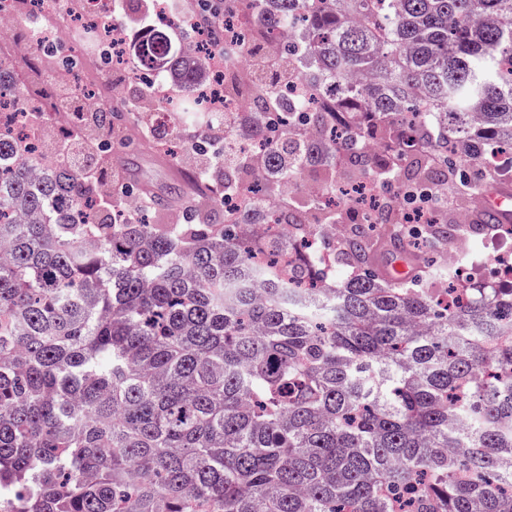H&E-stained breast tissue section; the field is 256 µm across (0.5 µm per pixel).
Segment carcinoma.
I'll return each instance as SVG.
<instances>
[{
    "label": "carcinoma",
    "mask_w": 512,
    "mask_h": 512,
    "mask_svg": "<svg viewBox=\"0 0 512 512\" xmlns=\"http://www.w3.org/2000/svg\"><path fill=\"white\" fill-rule=\"evenodd\" d=\"M280 53L263 119L224 127V194L251 205L211 224H155L158 199L121 223L82 173L0 136V512H512V288L426 285L372 268L390 226L443 257L471 225L434 210L406 224L360 182L411 161L439 189L457 166L482 195L512 155V0H229ZM153 52L191 85L169 34ZM301 82L317 101L290 98ZM0 60V101L17 97ZM133 110L102 102L98 126ZM408 136L391 154L374 140ZM324 167L313 235L286 201ZM200 170L184 183L210 182ZM289 224L294 237L272 232Z\"/></svg>",
    "instance_id": "cac0c4a2"
}]
</instances>
